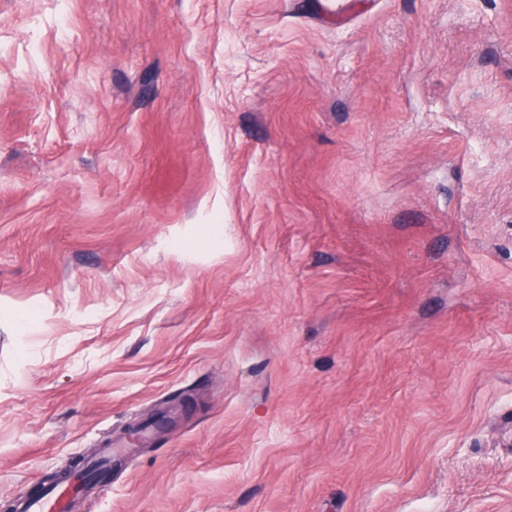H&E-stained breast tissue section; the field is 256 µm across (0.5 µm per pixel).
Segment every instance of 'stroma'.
Returning a JSON list of instances; mask_svg holds the SVG:
<instances>
[{
  "mask_svg": "<svg viewBox=\"0 0 512 512\" xmlns=\"http://www.w3.org/2000/svg\"><path fill=\"white\" fill-rule=\"evenodd\" d=\"M512 512V0H0V503ZM82 494L78 479L45 489L39 496H25L16 500V512H72Z\"/></svg>",
  "mask_w": 512,
  "mask_h": 512,
  "instance_id": "35a3bbf8",
  "label": "stroma"
}]
</instances>
